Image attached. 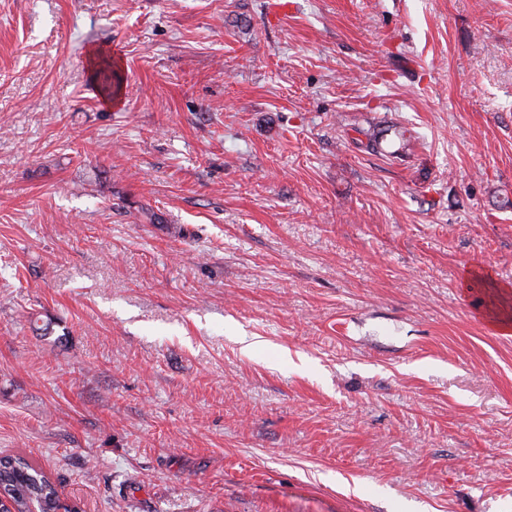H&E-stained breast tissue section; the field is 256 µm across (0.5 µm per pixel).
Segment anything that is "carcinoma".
Here are the masks:
<instances>
[{
    "mask_svg": "<svg viewBox=\"0 0 512 512\" xmlns=\"http://www.w3.org/2000/svg\"><path fill=\"white\" fill-rule=\"evenodd\" d=\"M0 494L11 501L15 512H27L32 503L42 512H71L61 504L50 479L21 457H0Z\"/></svg>",
    "mask_w": 512,
    "mask_h": 512,
    "instance_id": "obj_1",
    "label": "carcinoma"
}]
</instances>
